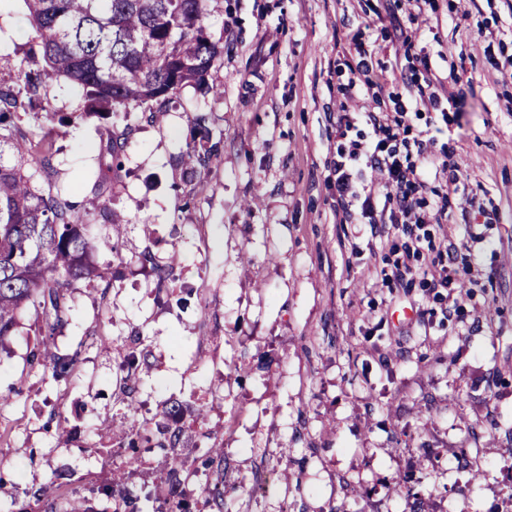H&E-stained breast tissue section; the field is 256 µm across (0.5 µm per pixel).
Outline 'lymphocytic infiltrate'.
I'll list each match as a JSON object with an SVG mask.
<instances>
[{"label":"lymphocytic infiltrate","mask_w":512,"mask_h":512,"mask_svg":"<svg viewBox=\"0 0 512 512\" xmlns=\"http://www.w3.org/2000/svg\"><path fill=\"white\" fill-rule=\"evenodd\" d=\"M461 98L458 92L444 100L422 93L398 103L392 112H356L345 106L336 115L337 208L349 223L368 225L372 236L405 237L403 260L394 264L390 273L396 282H406L414 275L411 258L434 237L421 212L427 168L446 171L450 186H457L460 180L446 158L432 152V136L411 140L399 137L397 130L408 115L419 113L422 107H454ZM361 123L366 125V132L358 131Z\"/></svg>","instance_id":"1"}]
</instances>
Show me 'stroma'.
<instances>
[{
	"instance_id": "1",
	"label": "stroma",
	"mask_w": 512,
	"mask_h": 512,
	"mask_svg": "<svg viewBox=\"0 0 512 512\" xmlns=\"http://www.w3.org/2000/svg\"><path fill=\"white\" fill-rule=\"evenodd\" d=\"M204 24L226 50L203 95L184 85L164 119L77 110L68 82L23 101L24 126L52 138L57 181L83 202L111 126L132 125L121 186L101 200L128 224L96 260L104 278L79 283L72 318L54 339L78 353L54 378L34 363L35 317L25 312L0 351V512H40L31 487H155L161 450L135 465L114 456L100 424L124 421L115 396L118 353L139 333L149 350L136 396L157 410L171 397L203 407L224 446L233 512H512V0H205ZM409 43L391 41V17ZM373 51L381 88L353 108L389 112L429 75L461 88L458 109H422L412 132L449 147L467 198L448 204L459 248L464 311L443 318L445 295L399 288L374 272L389 247L367 227L341 223L330 181L336 114L355 55ZM23 0H0V84L24 91L42 61L24 59ZM413 84L398 81L419 55ZM206 113L223 133L218 162L193 182L180 156ZM177 255L187 306L158 293L150 265ZM219 393H212V386ZM64 422L65 434L56 431ZM269 490L252 487L256 470Z\"/></svg>"
}]
</instances>
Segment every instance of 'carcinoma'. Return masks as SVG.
Segmentation results:
<instances>
[{"instance_id": "cac0c4a2", "label": "carcinoma", "mask_w": 512, "mask_h": 512, "mask_svg": "<svg viewBox=\"0 0 512 512\" xmlns=\"http://www.w3.org/2000/svg\"><path fill=\"white\" fill-rule=\"evenodd\" d=\"M33 41L44 65L26 93L39 96L51 85L67 81L81 92L77 116H114L133 108L148 112L155 122L185 84L205 93L209 76L221 63L224 45L208 35L203 23L205 0H23ZM20 102L9 88L0 87V344L15 335L19 315L28 310L37 316L38 344L45 366L57 378L73 372L77 354L59 355L51 350L53 337L71 319V294L82 281L98 276L94 256L101 241L97 226L118 229L123 220L107 203L79 207L52 185L57 173L52 146L20 123ZM201 139L182 154L185 181H192L220 155L224 137L213 136L206 117L195 119ZM132 127L111 129L101 145L106 162L95 176L92 191L104 183L120 184L123 155ZM162 284L176 281V256L158 265L152 253H141ZM147 355L130 352L121 363L118 398L131 415L139 371ZM186 402L171 398L161 411L165 422L144 416L132 420L125 438L117 443L129 457L160 448L171 453L161 486L144 495L124 493L113 512H142L140 500L160 501L173 512H194L187 501L188 486L200 471L214 474L204 488L212 512H229L224 485L223 444L213 442L201 458V467L175 453L190 447L184 428Z\"/></svg>"}]
</instances>
